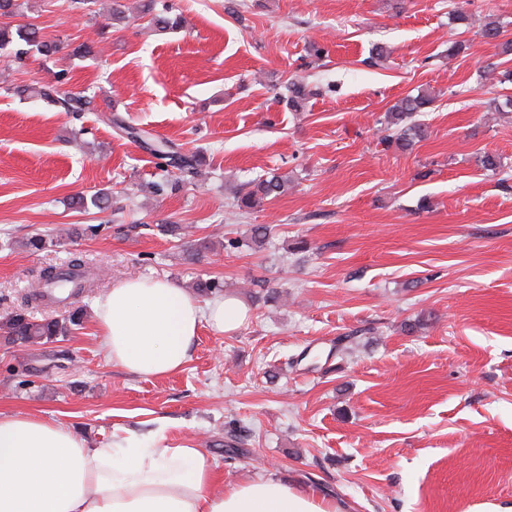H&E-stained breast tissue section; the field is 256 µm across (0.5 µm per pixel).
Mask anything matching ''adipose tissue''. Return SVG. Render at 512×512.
Returning <instances> with one entry per match:
<instances>
[{
	"label": "adipose tissue",
	"mask_w": 512,
	"mask_h": 512,
	"mask_svg": "<svg viewBox=\"0 0 512 512\" xmlns=\"http://www.w3.org/2000/svg\"><path fill=\"white\" fill-rule=\"evenodd\" d=\"M248 316L236 298L207 305L176 282L129 278L96 308L113 367L145 379L179 371L202 326L236 332ZM0 512H340L313 487L266 477L223 485L204 449L129 436L104 446L62 424L0 413Z\"/></svg>",
	"instance_id": "obj_1"
}]
</instances>
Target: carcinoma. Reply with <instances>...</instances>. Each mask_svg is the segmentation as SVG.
<instances>
[{
  "instance_id": "cac0c4a2",
  "label": "carcinoma",
  "mask_w": 512,
  "mask_h": 512,
  "mask_svg": "<svg viewBox=\"0 0 512 512\" xmlns=\"http://www.w3.org/2000/svg\"><path fill=\"white\" fill-rule=\"evenodd\" d=\"M483 37L486 42L500 50L502 54L512 53V40L504 39L500 22L490 20L484 26ZM19 40L25 43L26 48L18 52L23 56L30 52L49 58L59 49V44L47 41L40 30L31 25H0V48ZM67 83L65 72H59L54 81L34 88V96L72 115L78 120L81 114L90 111L92 98L79 94L74 95L64 89ZM288 95L283 97L288 107L296 112L303 111L304 102L309 95L305 85L301 82L289 81L285 85ZM434 96L428 91H420L415 95H408L395 103L383 116L380 130L383 132L381 141L389 147L399 150L412 148L416 143L426 139L429 135L428 127L417 120V115L432 106ZM108 122L122 130L129 139L142 141L152 146V154L163 161L165 165L178 170L184 176L196 173L202 162L198 152H182L174 148L173 143L156 139L139 127L124 122L120 117H107ZM288 190V177L271 173L259 177L250 183L246 192L238 196L235 208L247 213L259 206L263 201L274 199ZM112 198V192L99 190L86 198L79 196L73 199V205L86 209L104 207ZM85 261L82 256L75 255L64 269H47L41 273L38 282L32 286L25 300L11 311L0 315V341L7 344H39L48 342L58 336H65L74 327L80 326L87 317V311L80 306L73 307L67 299L59 300L62 304V315L57 318L37 319L31 314L38 304L47 299L50 289H72V295H77L91 287V279L84 271Z\"/></svg>"
}]
</instances>
